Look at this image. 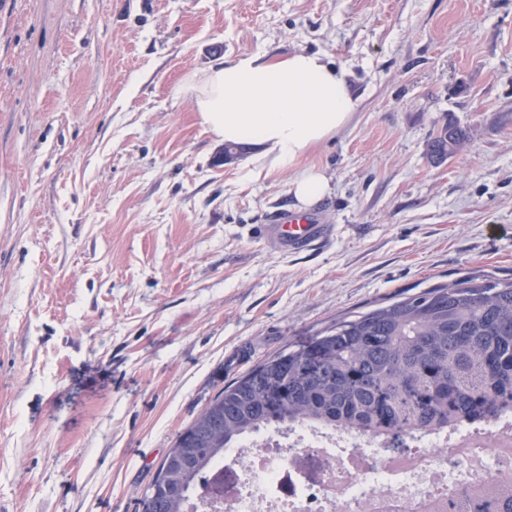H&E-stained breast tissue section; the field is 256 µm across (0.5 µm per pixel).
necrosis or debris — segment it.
Returning <instances> with one entry per match:
<instances>
[{"instance_id": "obj_1", "label": "necrosis or debris", "mask_w": 512, "mask_h": 512, "mask_svg": "<svg viewBox=\"0 0 512 512\" xmlns=\"http://www.w3.org/2000/svg\"><path fill=\"white\" fill-rule=\"evenodd\" d=\"M385 434L296 423L279 432H259L225 449L238 487L218 502L205 498L203 512H371L374 502L421 512L425 501L461 487L492 484L512 462V412L484 427L412 429L393 450ZM318 463V476L292 494L281 489L287 471Z\"/></svg>"}]
</instances>
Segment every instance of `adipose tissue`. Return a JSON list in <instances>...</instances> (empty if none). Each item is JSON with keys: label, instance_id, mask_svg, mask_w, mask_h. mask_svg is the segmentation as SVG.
<instances>
[{"label": "adipose tissue", "instance_id": "adipose-tissue-1", "mask_svg": "<svg viewBox=\"0 0 512 512\" xmlns=\"http://www.w3.org/2000/svg\"><path fill=\"white\" fill-rule=\"evenodd\" d=\"M185 92L217 140L282 167L336 135L357 108L346 72L306 51L233 57L194 77Z\"/></svg>", "mask_w": 512, "mask_h": 512}]
</instances>
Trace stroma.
Returning <instances> with one entry per match:
<instances>
[{
  "mask_svg": "<svg viewBox=\"0 0 512 512\" xmlns=\"http://www.w3.org/2000/svg\"><path fill=\"white\" fill-rule=\"evenodd\" d=\"M299 50L359 104L300 161L330 239L286 250L298 168L225 158L184 86ZM471 270L512 272V0H0V512H141L225 385ZM469 141L466 131L452 124H447L430 142V156L438 162L461 151ZM291 191L302 206L310 207L330 192V186L321 172L310 168L296 176Z\"/></svg>",
  "mask_w": 512,
  "mask_h": 512,
  "instance_id": "stroma-1",
  "label": "stroma"
}]
</instances>
